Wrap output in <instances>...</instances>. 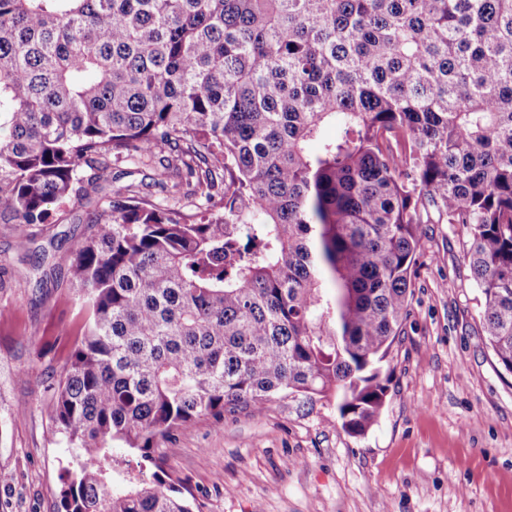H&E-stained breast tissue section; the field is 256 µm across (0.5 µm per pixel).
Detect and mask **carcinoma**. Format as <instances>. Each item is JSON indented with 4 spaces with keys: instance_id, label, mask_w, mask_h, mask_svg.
Returning <instances> with one entry per match:
<instances>
[{
    "instance_id": "obj_1",
    "label": "carcinoma",
    "mask_w": 512,
    "mask_h": 512,
    "mask_svg": "<svg viewBox=\"0 0 512 512\" xmlns=\"http://www.w3.org/2000/svg\"><path fill=\"white\" fill-rule=\"evenodd\" d=\"M109 157L157 159L153 186L209 216L132 184L88 213L57 512H200L158 447L228 407L332 396L366 434L431 208L470 228L483 336L512 375V0H0L19 251Z\"/></svg>"
}]
</instances>
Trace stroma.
I'll return each mask as SVG.
<instances>
[{"label":"stroma","instance_id":"35a3bbf8","mask_svg":"<svg viewBox=\"0 0 512 512\" xmlns=\"http://www.w3.org/2000/svg\"><path fill=\"white\" fill-rule=\"evenodd\" d=\"M64 200L16 248L0 224V512H54L70 448L53 434L48 385L89 311L69 272L93 202ZM469 229L424 225L403 330L383 363L388 392L363 436L335 401L282 397L198 419L163 443L165 469L202 512H512V376L479 322Z\"/></svg>","mask_w":512,"mask_h":512}]
</instances>
